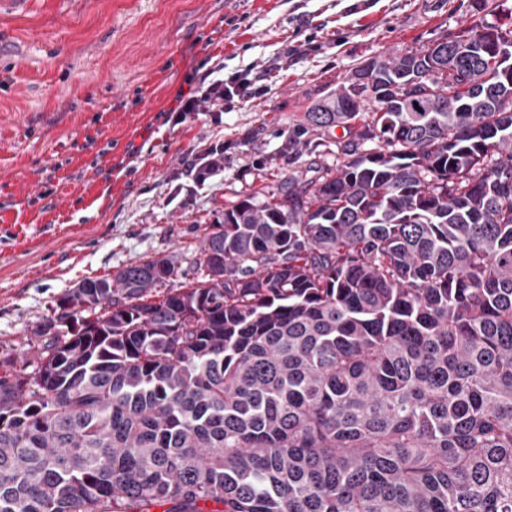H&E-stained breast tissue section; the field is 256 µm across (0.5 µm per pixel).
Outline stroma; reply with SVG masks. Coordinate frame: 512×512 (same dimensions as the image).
Masks as SVG:
<instances>
[{"mask_svg":"<svg viewBox=\"0 0 512 512\" xmlns=\"http://www.w3.org/2000/svg\"><path fill=\"white\" fill-rule=\"evenodd\" d=\"M471 0H0V374L87 277L200 256L214 211L288 176V131L354 64L470 22ZM211 69L254 96L174 126ZM223 145L196 185L191 150Z\"/></svg>","mask_w":512,"mask_h":512,"instance_id":"1","label":"stroma"}]
</instances>
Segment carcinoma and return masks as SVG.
Wrapping results in <instances>:
<instances>
[{"instance_id":"cac0c4a2","label":"carcinoma","mask_w":512,"mask_h":512,"mask_svg":"<svg viewBox=\"0 0 512 512\" xmlns=\"http://www.w3.org/2000/svg\"><path fill=\"white\" fill-rule=\"evenodd\" d=\"M471 9L306 112L195 282L60 298L0 375V512H512V8Z\"/></svg>"}]
</instances>
